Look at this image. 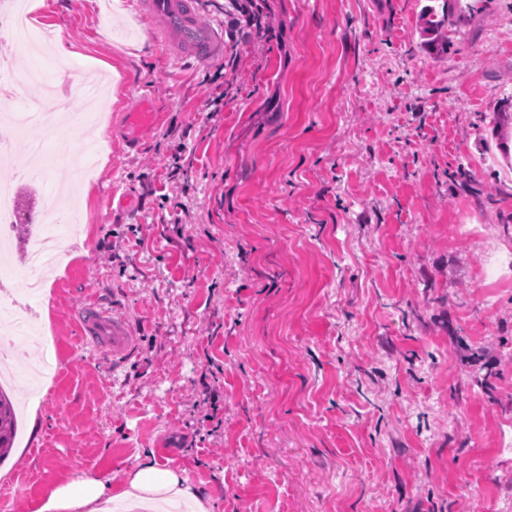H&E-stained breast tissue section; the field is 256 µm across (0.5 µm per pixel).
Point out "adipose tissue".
I'll return each instance as SVG.
<instances>
[{
  "instance_id": "1",
  "label": "adipose tissue",
  "mask_w": 512,
  "mask_h": 512,
  "mask_svg": "<svg viewBox=\"0 0 512 512\" xmlns=\"http://www.w3.org/2000/svg\"><path fill=\"white\" fill-rule=\"evenodd\" d=\"M112 479L98 473H85L56 486L48 495L41 512H98L101 500L111 497ZM122 497L180 500L201 512L203 504L196 488L178 473L159 467L151 457H142Z\"/></svg>"
}]
</instances>
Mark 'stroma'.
Masks as SVG:
<instances>
[{
    "label": "stroma",
    "mask_w": 512,
    "mask_h": 512,
    "mask_svg": "<svg viewBox=\"0 0 512 512\" xmlns=\"http://www.w3.org/2000/svg\"><path fill=\"white\" fill-rule=\"evenodd\" d=\"M72 67L108 82L111 145L62 271L16 344L23 436L0 512H40L140 457L208 512H512V179L486 145L512 96V0L422 52L426 0H268L274 29L170 57L133 5L38 0ZM149 94L159 122L127 148ZM127 325L94 350L79 309Z\"/></svg>",
    "instance_id": "obj_1"
}]
</instances>
